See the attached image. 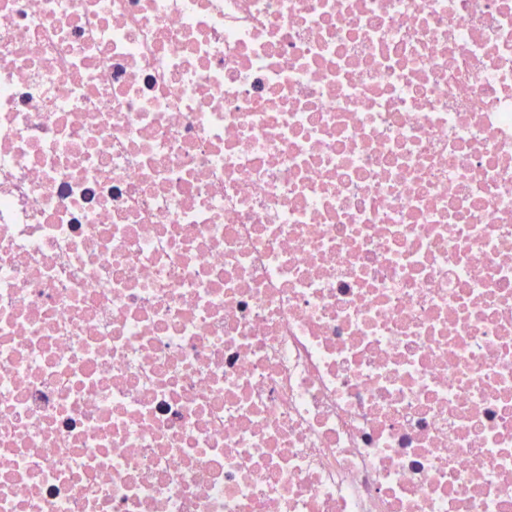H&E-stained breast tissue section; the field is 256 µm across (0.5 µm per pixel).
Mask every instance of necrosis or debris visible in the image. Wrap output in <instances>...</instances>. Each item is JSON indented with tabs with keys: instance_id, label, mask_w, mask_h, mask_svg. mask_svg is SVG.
Returning a JSON list of instances; mask_svg holds the SVG:
<instances>
[{
	"instance_id": "1",
	"label": "necrosis or debris",
	"mask_w": 512,
	"mask_h": 512,
	"mask_svg": "<svg viewBox=\"0 0 512 512\" xmlns=\"http://www.w3.org/2000/svg\"><path fill=\"white\" fill-rule=\"evenodd\" d=\"M0 512H512V0H0Z\"/></svg>"
}]
</instances>
